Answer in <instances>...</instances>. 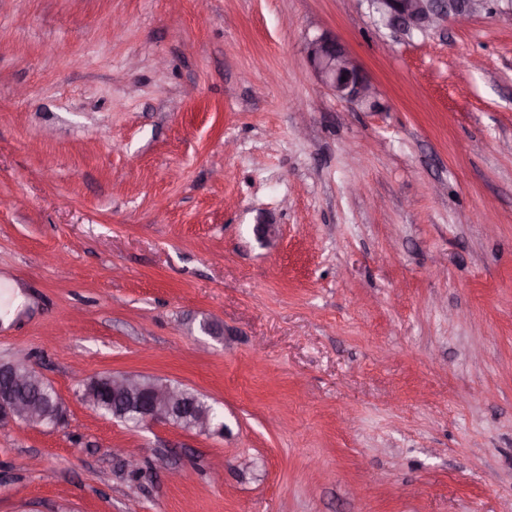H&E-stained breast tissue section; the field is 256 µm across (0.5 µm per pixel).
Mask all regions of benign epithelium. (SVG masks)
I'll return each mask as SVG.
<instances>
[{
  "label": "benign epithelium",
  "mask_w": 512,
  "mask_h": 512,
  "mask_svg": "<svg viewBox=\"0 0 512 512\" xmlns=\"http://www.w3.org/2000/svg\"><path fill=\"white\" fill-rule=\"evenodd\" d=\"M376 22L392 33L411 38L441 26L463 24L489 8V0H367ZM308 62L320 83L337 97L363 100L373 94L364 70L351 58L343 43L333 35L321 34L308 45ZM108 389L99 380L89 381L82 400L100 407L106 393L119 398L112 418L136 425L171 424L203 434L224 433V422L216 420L214 408L196 393L172 384H158L141 375H105ZM47 384L25 357L0 364V418L17 419L29 425L54 427L61 421L60 406L18 396L20 392Z\"/></svg>",
  "instance_id": "benign-epithelium-1"
}]
</instances>
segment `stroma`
I'll list each match as a JSON object with an SVG mask.
<instances>
[{
	"label": "stroma",
	"instance_id": "obj_1",
	"mask_svg": "<svg viewBox=\"0 0 512 512\" xmlns=\"http://www.w3.org/2000/svg\"><path fill=\"white\" fill-rule=\"evenodd\" d=\"M324 33L369 100L318 82ZM0 276V361L63 411L0 420V512H512V11L0 0ZM112 373L223 434L93 411ZM488 0H367L368 10L393 34L412 38L441 26L463 24L489 8ZM27 303V298L14 283L4 282L0 292V318L4 325L13 319L15 311Z\"/></svg>",
	"mask_w": 512,
	"mask_h": 512
}]
</instances>
